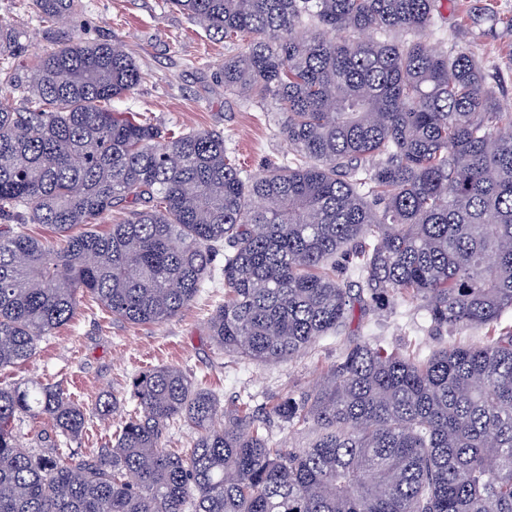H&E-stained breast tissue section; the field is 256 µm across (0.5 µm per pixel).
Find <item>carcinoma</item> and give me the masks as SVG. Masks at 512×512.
Masks as SVG:
<instances>
[{"instance_id":"carcinoma-1","label":"carcinoma","mask_w":512,"mask_h":512,"mask_svg":"<svg viewBox=\"0 0 512 512\" xmlns=\"http://www.w3.org/2000/svg\"><path fill=\"white\" fill-rule=\"evenodd\" d=\"M246 41L224 93L270 96L289 156L261 177L224 136L176 133L109 104L145 79L116 44L67 40L24 71L0 66V368L28 361L88 295L132 324L187 308L216 272L209 335L258 363L296 356L351 320L422 303L432 327L486 330L428 354L357 341L311 396L276 399L312 444L268 443L175 366L133 378L107 448H28L21 418L78 439L87 410L57 385L0 386V512H512V107L487 61L429 39L438 0H169ZM41 22L84 0H33ZM114 209L102 234L78 232ZM42 224L54 237L29 233ZM194 430L165 447L170 424ZM43 429L51 434V436L55 435L52 431L51 422L45 417L34 421L27 418L21 421H16L14 425V433L18 439L24 444L31 445L32 448H38L37 445H39V442L34 440L35 432Z\"/></svg>"}]
</instances>
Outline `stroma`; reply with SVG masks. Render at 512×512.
Wrapping results in <instances>:
<instances>
[{"mask_svg":"<svg viewBox=\"0 0 512 512\" xmlns=\"http://www.w3.org/2000/svg\"><path fill=\"white\" fill-rule=\"evenodd\" d=\"M488 1L495 19L473 24L474 8ZM511 20L512 0H440L433 26L434 37L447 39L449 47L467 48L491 65L507 103L512 102V46L500 37L499 26ZM0 22L20 32L15 58L28 67L42 51L66 39L119 40L145 78L130 95L114 100L112 109L152 113L176 131L223 133L250 174L281 164L288 154L270 104L225 95L216 81L225 59L239 53L242 43L210 37L163 0H86L80 16L54 25L41 23L21 0H0ZM223 302L224 281L217 277L205 281L195 301L177 316L133 325L83 298L66 325L39 341L29 362L0 370V385L38 377L61 385L85 404L110 395L127 409L136 374L173 365L203 381L224 408L246 403L265 417L273 447L299 451L315 438L313 426L286 423L270 415L269 408L282 395L298 399L311 394L349 342L377 339L425 353L441 343H478L485 336L481 329L432 335L420 303L403 301L392 316L355 308L340 335L322 337L288 361L259 364L224 353L211 340L207 320Z\"/></svg>","mask_w":512,"mask_h":512,"instance_id":"obj_1","label":"stroma"}]
</instances>
